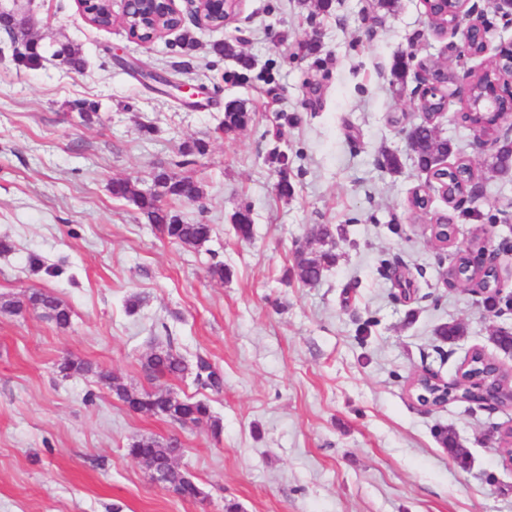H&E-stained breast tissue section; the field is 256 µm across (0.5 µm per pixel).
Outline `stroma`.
Instances as JSON below:
<instances>
[{
  "instance_id": "stroma-1",
  "label": "stroma",
  "mask_w": 512,
  "mask_h": 512,
  "mask_svg": "<svg viewBox=\"0 0 512 512\" xmlns=\"http://www.w3.org/2000/svg\"><path fill=\"white\" fill-rule=\"evenodd\" d=\"M122 8L112 0V25L99 28L77 0H26L45 47L35 67L0 34V239L12 245L0 254V299L41 289L71 310L64 328L38 310L0 311V512H512V463L495 442L512 426V404L430 410L409 391L426 368L456 380L473 348L512 371L491 336L512 331V307L486 312L482 295L448 285L454 247L430 239L445 215L457 244L512 241L501 221L512 172L488 177L490 152L472 149L462 107L449 101L437 131L475 167L478 197L452 209L437 195L413 215L408 198L429 179L405 138L422 120L417 81L391 71L401 54L460 73L480 59L432 36L422 0H333L327 10L319 0H243L224 29L189 19L149 45L129 36ZM313 36L318 51L300 52ZM224 40L251 69L214 53ZM64 44L80 48L81 70L53 58ZM146 72L207 93L158 92ZM79 101L95 105L92 124ZM231 102L248 122L225 134ZM197 141L204 153L182 154ZM275 148L287 172L272 162ZM387 151L401 156L399 171L379 167ZM160 170L201 184L199 201L174 206L184 221L212 225L201 247L163 237L113 198V180L143 185ZM245 206L249 242L231 225ZM322 224L345 233L335 265L305 285L289 273L293 250ZM32 254L43 269L30 267ZM219 262L229 279L212 276ZM400 273L415 281L411 297L396 286ZM453 322L464 336H436ZM168 345L189 370L153 378L145 360ZM66 357L93 369L60 373ZM201 358L223 374V390L197 385ZM116 383L206 401L222 430L131 411ZM449 428L467 466L441 442ZM141 437L181 441L176 467L197 498L128 456Z\"/></svg>"
}]
</instances>
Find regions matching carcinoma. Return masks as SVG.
Here are the masks:
<instances>
[{
	"label": "carcinoma",
	"instance_id": "cac0c4a2",
	"mask_svg": "<svg viewBox=\"0 0 512 512\" xmlns=\"http://www.w3.org/2000/svg\"><path fill=\"white\" fill-rule=\"evenodd\" d=\"M213 51L218 55L236 59L244 69L250 67L249 60L238 53L236 45L230 41L214 44ZM501 72L502 69L495 64L486 65L475 75V89L481 90L488 83L499 79ZM462 121L471 128L482 129L490 136L497 132L494 122L482 112H464ZM412 151L415 153L418 166L424 169L429 167L436 157L450 154L452 147L448 141L440 139L436 130L425 122L416 129ZM492 170L500 174H506L512 170V147L509 143H501L500 148L492 155ZM471 175L472 165L465 161L459 162L455 168L446 173L448 191L459 189ZM112 196L133 202L160 234L186 248H198L211 236L212 225L186 222L173 210L172 204L177 201L196 202L202 197L198 181L191 177L174 178L165 172H159L154 174L152 186L145 190L136 188L127 179L114 180ZM233 229L241 241L252 238L253 220L250 208L244 207L239 210L235 216ZM315 240L323 245L322 249L315 251L306 247L294 249V268L299 280L304 284L321 279L324 271L336 262L331 228L327 225L318 227ZM456 270L466 280L463 284L466 289L487 288L493 281L490 272L482 273L471 267L467 257L459 258ZM26 307L41 310L59 327L68 326L71 320L70 308L50 292L36 290L21 298L0 302V310L11 314H18ZM145 366L148 372L161 376H179L186 371L183 360L170 347L153 351L147 357ZM470 373L491 376L490 383L502 391L504 403H512V392L507 388V383L512 380V377L509 376L508 371L483 352L477 351L472 355ZM195 379L201 385L217 391L224 385L222 375L202 359L196 364ZM115 391L129 409L135 412L160 414L182 425H199L206 422L212 426L214 432L217 433L220 430V424L212 419L208 405L202 400L186 399L173 402L171 395L167 393L135 394L120 385L115 386ZM173 445L174 442L171 439L161 442L153 438H140L132 441L127 451L128 455L134 459L143 458L164 466L169 460Z\"/></svg>",
	"mask_w": 512,
	"mask_h": 512
}]
</instances>
